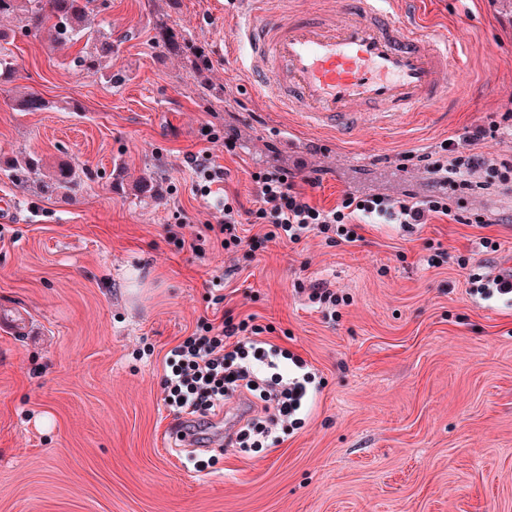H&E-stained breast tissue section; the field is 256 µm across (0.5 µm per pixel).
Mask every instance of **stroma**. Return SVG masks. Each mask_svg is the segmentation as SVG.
<instances>
[{"label":"stroma","instance_id":"obj_1","mask_svg":"<svg viewBox=\"0 0 512 512\" xmlns=\"http://www.w3.org/2000/svg\"><path fill=\"white\" fill-rule=\"evenodd\" d=\"M109 2L87 21L112 34L105 77L74 65L80 45L0 22L17 32L19 70L0 86V157L33 152L80 176L75 192L50 197L0 172L11 203L0 211V512H512V298L469 292L470 274L512 260V183L469 197L481 227L366 224L355 243L312 233L294 244L246 223L257 247L229 250L174 238L220 216L223 196L195 190L201 152L247 209L251 174L268 167L321 174L310 195L325 207L347 193H436L431 173L401 156L512 107V6L424 0L430 29L471 45L465 68L429 111L340 142L257 103L225 45L229 0ZM161 23L204 48L208 71L159 44ZM30 93L46 109L20 110ZM206 126L220 142L203 139ZM119 164L124 189L110 186ZM146 174L156 198L130 187ZM438 247L447 262L428 266ZM321 281L345 298L335 315L307 299ZM229 316L254 317L318 386L302 427L276 446L228 448L197 472L171 444L164 357L202 321Z\"/></svg>","mask_w":512,"mask_h":512}]
</instances>
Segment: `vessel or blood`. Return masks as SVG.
<instances>
[{
  "instance_id": "1",
  "label": "vessel or blood",
  "mask_w": 512,
  "mask_h": 512,
  "mask_svg": "<svg viewBox=\"0 0 512 512\" xmlns=\"http://www.w3.org/2000/svg\"><path fill=\"white\" fill-rule=\"evenodd\" d=\"M235 2L233 60L256 78L257 95L341 139L366 115L388 124L423 111L469 50L453 35L426 40L422 0H358L338 24L274 17L272 0Z\"/></svg>"
}]
</instances>
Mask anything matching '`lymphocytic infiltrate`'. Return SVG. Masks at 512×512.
<instances>
[{
	"instance_id": "obj_1",
	"label": "lymphocytic infiltrate",
	"mask_w": 512,
	"mask_h": 512,
	"mask_svg": "<svg viewBox=\"0 0 512 512\" xmlns=\"http://www.w3.org/2000/svg\"><path fill=\"white\" fill-rule=\"evenodd\" d=\"M509 127L512 113L505 112L500 121L474 127L463 141L445 140L437 154L423 155L426 170L441 176L453 191L474 189L466 175L479 170L493 180H512V157L491 161L460 149L461 143L494 137ZM251 178L256 207L249 212L250 221L268 225L264 235L268 241L296 243L314 232L332 233L353 243L360 239V225L378 219L407 226L426 223L431 217L457 224L485 221L484 215L466 211L463 202L453 203L445 196L419 200L410 193L396 198L346 194L336 206L324 209L307 197L308 189L320 185L319 177L304 178L277 168L252 173ZM262 333V327L244 320L218 325L204 322L167 352L163 400L175 417L182 419L189 434H196L225 401L247 395L255 399L260 414L239 429L233 447H269L277 443L278 431L300 424L315 376L306 371L302 359L271 345Z\"/></svg>"
}]
</instances>
